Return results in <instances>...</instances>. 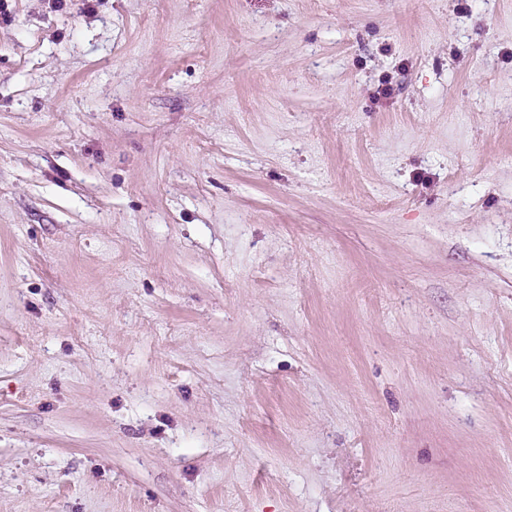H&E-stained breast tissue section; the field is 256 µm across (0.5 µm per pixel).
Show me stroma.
Returning a JSON list of instances; mask_svg holds the SVG:
<instances>
[{
  "label": "stroma",
  "instance_id": "stroma-1",
  "mask_svg": "<svg viewBox=\"0 0 512 512\" xmlns=\"http://www.w3.org/2000/svg\"><path fill=\"white\" fill-rule=\"evenodd\" d=\"M0 7V512H512V0Z\"/></svg>",
  "mask_w": 512,
  "mask_h": 512
}]
</instances>
